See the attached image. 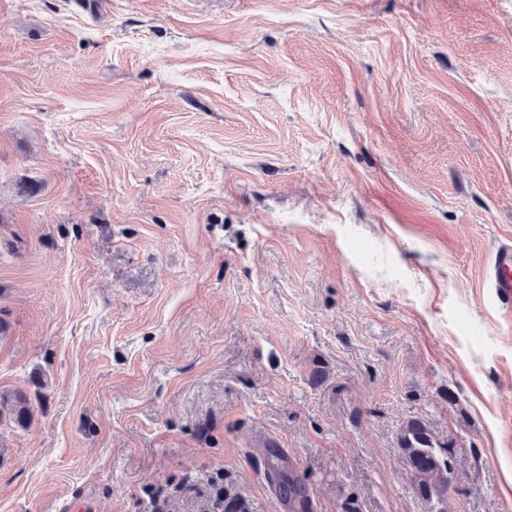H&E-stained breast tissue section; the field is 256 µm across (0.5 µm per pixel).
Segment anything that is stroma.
Instances as JSON below:
<instances>
[{
  "mask_svg": "<svg viewBox=\"0 0 512 512\" xmlns=\"http://www.w3.org/2000/svg\"><path fill=\"white\" fill-rule=\"evenodd\" d=\"M512 0H0V512H512ZM488 279L490 288L502 309L511 318L512 314V246L499 247L490 265ZM5 412L16 427L24 428L31 413L27 395L23 392L0 394V420L3 419ZM400 449L414 478L416 492L428 501L436 499L443 506L448 493V457L435 448L432 434L420 421H413L400 433ZM269 461L271 464L270 475L275 477L279 494L288 502V511L308 512L309 502L300 477L297 475L292 476L289 472L288 477H285L277 472L276 466L279 463H285V457L278 451L271 450ZM276 475L279 477V481Z\"/></svg>",
  "mask_w": 512,
  "mask_h": 512,
  "instance_id": "1",
  "label": "stroma"
}]
</instances>
